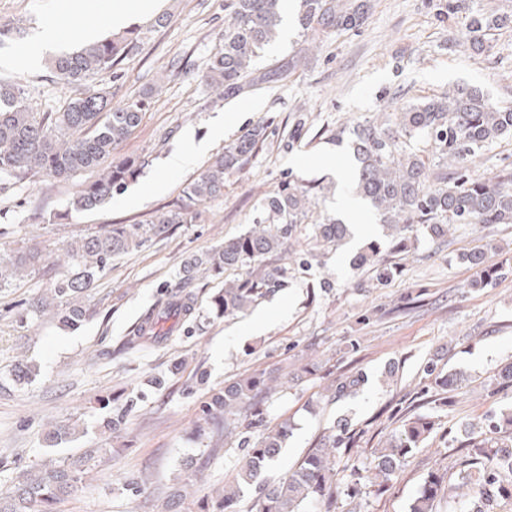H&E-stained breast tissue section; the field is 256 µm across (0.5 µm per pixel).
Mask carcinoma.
I'll return each mask as SVG.
<instances>
[{"instance_id": "carcinoma-1", "label": "carcinoma", "mask_w": 512, "mask_h": 512, "mask_svg": "<svg viewBox=\"0 0 512 512\" xmlns=\"http://www.w3.org/2000/svg\"><path fill=\"white\" fill-rule=\"evenodd\" d=\"M297 19L311 40H323L358 28L365 20L369 0H296ZM229 18L223 38L208 59L203 78L224 96L244 92L242 80L254 58L279 34L285 0H229ZM465 14V45L477 54L491 48L496 32L512 26V16L473 10L466 0H448V15ZM137 34L113 35L86 44L50 62L59 79L79 86V93L57 112H35L21 88L0 81V174L20 177L45 174L69 179L94 170L97 175L82 184L68 202L75 211L94 210L112 199L140 174L145 161L122 156L121 143L140 125L147 97L112 104L108 93L90 79L112 72L128 54ZM512 134V106L490 102L482 88L457 85L448 93L410 104L399 112H381L375 118L346 125L336 131V146L346 147L354 161L348 177L356 198L372 209L378 224L390 237L391 250L408 253L421 235L432 239L448 236L460 225L512 224V169L491 178L469 173V162L486 148ZM264 136L256 127L242 135L217 156L184 189L187 203L155 211L136 224H110L69 243L64 249L62 272L50 293L32 299L28 314L38 317L53 310L60 322L71 328L89 316L83 298L112 259L138 250L155 238L166 236L175 224L196 219L194 206L224 194V178L252 156ZM417 139L422 149L411 152L405 142ZM330 186L288 185L264 195L261 217L240 236L183 264V275L192 278L203 268L214 276L227 269L241 271L211 297L210 309L217 317L242 313L266 294L288 282L290 267L273 264L287 252V245L304 236L308 249L296 258L307 270L324 247H339L352 235L349 224L316 210L318 196ZM476 270L470 288H487L512 273V265L493 264L488 253L476 250L464 255ZM46 256L36 244L0 249V288H7L24 273L44 265ZM356 270L369 268L374 286L384 285L401 272L396 264L380 259L376 241L351 259ZM195 299L168 300L147 311L124 337L122 349L135 350L163 339L160 321L177 322L191 317ZM425 377L446 391L465 381L461 372H444L429 361ZM278 377L260 372L239 379L213 393L204 408L200 435L224 432L238 438L244 453L236 475L198 505L200 512H241L240 502L250 487L258 489L257 512H323L336 509L337 464L356 446L358 433L348 420L332 426L296 468L276 483L264 473L276 460L293 434V425L283 420L257 437L248 434L264 422V394L276 389ZM365 376L358 371L342 376L328 391L332 398L358 393ZM137 392L120 391L103 403L109 413L102 428L112 436L121 434L127 415L138 404ZM439 426L438 417L414 415L399 425L386 445L374 451L368 465L350 470L344 494H363L364 480L371 474L375 487L386 489L406 458L427 442ZM77 427L56 425L46 434L54 447L75 436ZM469 441L461 462L460 484L469 491L453 496L449 512H495L501 499L512 500V410L488 409L477 422L463 425ZM108 448L69 452L59 459L32 466L6 490H0V512H55V505L69 497L82 477L94 470ZM445 474L429 472L408 506V512H436V503L446 496Z\"/></svg>"}]
</instances>
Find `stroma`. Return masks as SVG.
Listing matches in <instances>:
<instances>
[{"instance_id": "1", "label": "stroma", "mask_w": 512, "mask_h": 512, "mask_svg": "<svg viewBox=\"0 0 512 512\" xmlns=\"http://www.w3.org/2000/svg\"><path fill=\"white\" fill-rule=\"evenodd\" d=\"M55 0H0V25L20 27L0 40V80L18 84L37 112L61 110L75 87L46 69L30 48L39 27L56 19ZM226 0H158L153 15L137 24L138 41L116 68L101 76L113 103L149 94L140 126L120 146L121 154L145 158L139 176L103 206L78 212L67 202L81 183L41 175L0 177V243L37 242L48 256L39 271L0 290V485L48 458L45 434L56 424L79 423L80 448H104L98 470L79 483L57 512H162L173 485L193 468L187 499L173 512H197L200 498L222 487L243 451L236 440L198 438L201 408L224 384L266 370L287 374L313 361L321 370L299 384L281 382L266 398V422L290 420L293 435L267 473L276 482L327 433L348 416L360 429L358 448L344 456L340 475L368 463L391 430L417 414L438 416L440 425L424 448L406 459L384 493L367 489L351 499L336 495V512H407L429 471L447 472L457 484L466 455L464 438H450L487 409L512 408V388L492 391L489 382L512 362V276L495 287L471 289L474 270L460 256L493 244L499 259L512 260V224L461 226L445 242L421 239L417 248L381 256L402 272L386 286L371 285L368 271L350 266L348 252L331 253L310 271L295 270L287 287L276 289L248 312L214 317L208 300L235 272L213 277L198 273L182 284L190 255L223 245L248 230L261 196L294 178L336 181L345 158L330 139L343 124L379 112H396L447 92L456 84L481 87L493 102L512 101V28L492 48L472 54L462 42L463 16H449L446 0H371L357 29L306 49L298 25L265 47L251 77L254 87L222 99L202 78L206 62L224 32ZM69 24L57 53L77 50L93 29L98 38L113 32L108 17L116 0H65ZM224 121L223 139L187 168H170L187 135L208 136ZM264 127L267 138L248 162L226 177L224 194L198 206L197 218L178 224L165 237L112 261L85 298L91 315L74 330L62 329L52 313L24 314L32 298L48 293L67 243L104 224H135L183 198L185 186L215 155L248 129ZM161 191H152L155 182ZM330 290H321L323 280ZM192 294L197 310L191 324L173 328L158 345L125 351L123 336L148 309L175 291ZM412 304H405L408 295ZM465 372L469 380L443 395L419 396L422 369ZM37 364L31 382H16L12 371ZM397 381L383 377L389 363ZM363 371L356 395L327 401L336 378ZM166 378L163 388L148 381ZM122 390L141 392L121 437L104 433L103 399ZM148 476L142 492L127 481Z\"/></svg>"}]
</instances>
